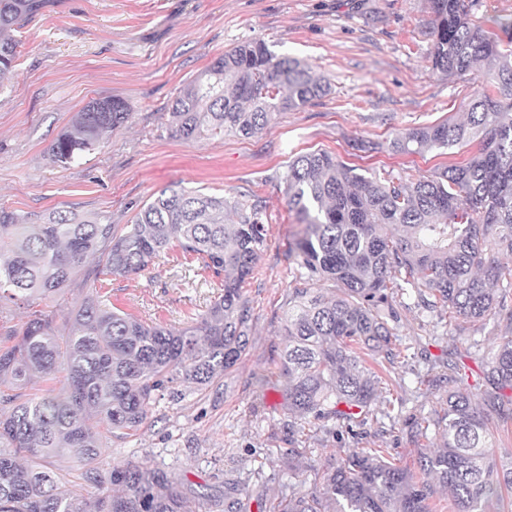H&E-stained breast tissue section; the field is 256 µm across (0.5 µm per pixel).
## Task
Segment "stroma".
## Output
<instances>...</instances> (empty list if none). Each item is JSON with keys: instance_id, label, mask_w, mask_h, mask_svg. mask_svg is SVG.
<instances>
[{"instance_id": "stroma-1", "label": "stroma", "mask_w": 512, "mask_h": 512, "mask_svg": "<svg viewBox=\"0 0 512 512\" xmlns=\"http://www.w3.org/2000/svg\"><path fill=\"white\" fill-rule=\"evenodd\" d=\"M429 0H46L26 19L15 76L0 89V208L29 220L56 209L131 223L160 190L179 183L236 200L259 196L267 240L244 285L252 307L250 346L220 382L182 384L161 396L137 432L107 439L106 463L150 460L184 475L203 495L188 512H208L206 495L225 481H250L259 499L309 494L321 486L316 468L348 449L389 448L418 472L421 451L440 447L435 430L410 438L411 419L439 407L441 391L426 379L464 363L471 401L487 409L477 380L512 324L494 317L442 326L413 306L398 309L397 332L412 357L382 375L397 399L382 434L337 438L335 421L308 424L302 434L309 465L291 468L289 414L278 382L286 343L283 319L292 273L288 247L301 226L283 193L291 157L326 150L369 173L408 170L429 176L467 159L472 146L422 155L391 152L398 132L462 119L485 86L484 69L464 76L432 70ZM246 39L299 59L325 76L329 95L273 119L252 138L205 137L188 142L173 132L171 104L214 57ZM123 101L131 114L101 147L75 163L56 160L51 145L95 99ZM89 259L61 300L36 301L64 328L69 310L92 294L140 321L178 331L191 325L223 291V281L170 247L138 275L97 274Z\"/></svg>"}]
</instances>
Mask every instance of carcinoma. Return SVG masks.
<instances>
[{
	"label": "carcinoma",
	"mask_w": 512,
	"mask_h": 512,
	"mask_svg": "<svg viewBox=\"0 0 512 512\" xmlns=\"http://www.w3.org/2000/svg\"><path fill=\"white\" fill-rule=\"evenodd\" d=\"M43 0H0V87L15 73L14 32ZM475 0H430L429 59L448 76L483 63L490 88L473 95L467 118L409 128L389 141L397 153L476 144L464 163L418 178L404 170L366 176L316 150L288 162L284 193L303 233L288 249L296 265L283 330L279 378L288 411L304 422L336 420L352 434L378 421V379L368 363L408 357L396 333L405 296L440 322H512V22L487 30ZM331 92L306 63L260 40L224 51L171 105L187 141L233 134L251 138L270 119L300 111ZM124 102L96 99L55 141L52 154L75 162L124 125ZM263 201L228 199L184 187L162 190L120 228L103 217L54 210L39 224L0 209V303L29 308L61 293L94 255L99 273L129 277L176 241L202 267L224 277V293L180 332L148 325L91 296L67 333L34 311L18 332L0 336V512H185L193 484L147 459L105 467L101 431L128 435L145 423L160 393L178 383L207 386L233 368L249 343L251 307L242 285L266 243ZM328 283L327 294L319 285ZM492 413L472 407L461 366L428 384L446 388L436 420L442 446L420 454L424 480L391 460L388 448H353L323 466L321 489L260 505V512H432L434 484L457 512H489L512 497V459L495 461L491 430L512 424V339L485 365ZM49 384L35 399L13 388ZM72 463L63 475L54 462ZM96 488L78 498L69 479ZM249 485L208 497L215 512H247Z\"/></svg>",
	"instance_id": "obj_1"
}]
</instances>
